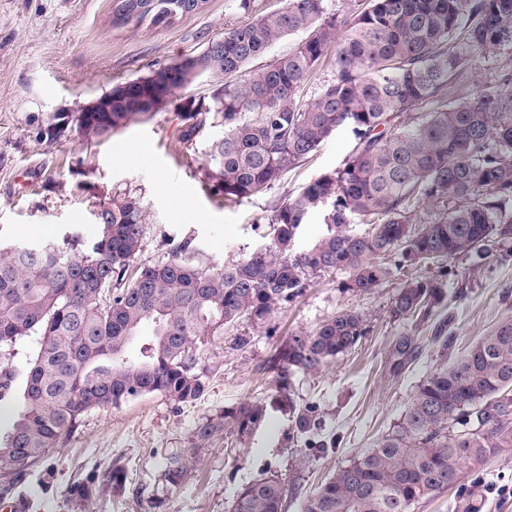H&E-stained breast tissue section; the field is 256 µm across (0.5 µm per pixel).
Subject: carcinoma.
<instances>
[{
    "label": "carcinoma",
    "mask_w": 512,
    "mask_h": 512,
    "mask_svg": "<svg viewBox=\"0 0 512 512\" xmlns=\"http://www.w3.org/2000/svg\"><path fill=\"white\" fill-rule=\"evenodd\" d=\"M206 0H116L113 21L167 22ZM306 34L260 71L247 67L288 36ZM512 46V0H369L340 15L325 0H283V6L224 32L199 54L216 79L209 100L189 99L180 139L193 143L221 128L207 155L209 189L226 200L272 189L315 155L337 130L355 145L336 169L319 175L281 203L269 243L249 257L209 265L183 241L165 261L133 268L143 249L146 211L131 191L98 204V237L63 246L0 248V403L16 405L0 432V500L28 509L15 494L48 461L91 410L160 394L175 402L200 399L197 343L248 318L262 321L299 297L311 278L347 272L342 287L369 292L391 268H416L460 255L481 257L488 243L512 240V89L477 96L454 91L476 61ZM333 76L312 101L301 99L329 52ZM193 83L187 66L162 67L112 88V111L78 112L77 131L98 139L168 104L172 88ZM325 230L298 251L309 213ZM367 225L363 231L355 222ZM434 280L413 278L397 289L392 314L407 320L437 304ZM364 316L337 311L310 335L293 336L289 372L313 373L354 349ZM35 337L19 374L9 366L20 343ZM441 361L425 376L391 432L305 497L301 512H411L512 448V319L466 349L435 337ZM408 360L417 346L398 336ZM265 418L260 405L232 417L237 434ZM227 416L195 432L206 444ZM315 410L297 412L300 433L316 430ZM189 453L167 459L162 481L180 486L193 466ZM118 467L72 482L68 501L80 512L99 491L125 489ZM281 480L244 485L232 512H285ZM473 486L454 512H481Z\"/></svg>",
    "instance_id": "carcinoma-1"
}]
</instances>
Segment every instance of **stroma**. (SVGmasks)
<instances>
[{"label":"stroma","instance_id":"stroma-1","mask_svg":"<svg viewBox=\"0 0 512 512\" xmlns=\"http://www.w3.org/2000/svg\"><path fill=\"white\" fill-rule=\"evenodd\" d=\"M281 0H207L198 12L168 23L116 24L114 0H0V245L63 242L98 235L93 212L114 191H137L147 212L141 261L167 258L188 240L212 265L246 258L268 242L276 207L320 174L338 167L354 146L339 130L302 166L266 193L229 202L213 195L204 177L210 129L196 145L180 140V105L211 92L208 78L176 90L171 103L112 135L91 142L76 129L57 139L45 130L54 115L73 112L112 87L202 53L225 31ZM137 161H130L131 153ZM440 285L441 303L427 318L402 321L392 298L412 274ZM395 270L367 293L344 290L342 273L314 277L302 296L267 320H243L233 331L203 337L198 368L204 395L174 403L152 394L120 407L85 414L65 446L50 459L49 485L31 482V512H73L66 487L94 467L122 466L125 489L95 498L91 512H231L236 492L272 474L288 490L287 512L359 450L391 431L418 384L434 365L433 336L445 333L463 350L504 319H512V245L479 260L438 261L418 272ZM364 314L366 335L351 352L319 372L293 373L287 394L277 390L289 337L308 335L336 311ZM414 336L419 349L405 361L395 337ZM263 405L259 428L240 436L219 431L196 445L206 419ZM314 407V434L293 426L294 410ZM335 440L319 449L318 441ZM193 450L194 466L180 487L162 483L170 455ZM480 482L483 512H512V448L482 466H466L458 485L424 500L412 512H452L461 490Z\"/></svg>","mask_w":512,"mask_h":512}]
</instances>
